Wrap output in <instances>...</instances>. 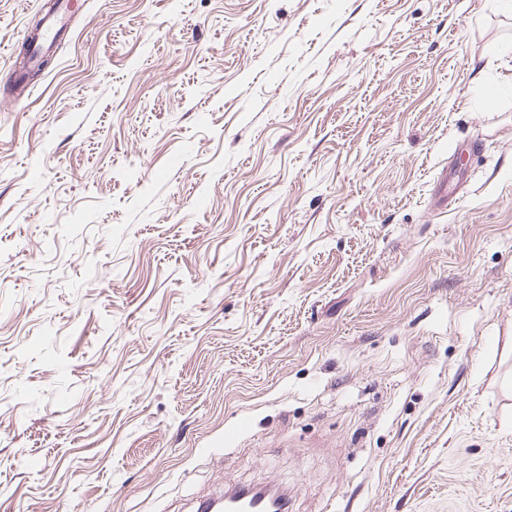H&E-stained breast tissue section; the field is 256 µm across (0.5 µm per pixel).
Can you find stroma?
Returning a JSON list of instances; mask_svg holds the SVG:
<instances>
[{
  "instance_id": "35a3bbf8",
  "label": "stroma",
  "mask_w": 512,
  "mask_h": 512,
  "mask_svg": "<svg viewBox=\"0 0 512 512\" xmlns=\"http://www.w3.org/2000/svg\"><path fill=\"white\" fill-rule=\"evenodd\" d=\"M0 0V512H512V0ZM71 1L61 3L60 11L48 15L44 21V29L36 41L40 43L52 42L66 28L67 17L70 15Z\"/></svg>"
}]
</instances>
